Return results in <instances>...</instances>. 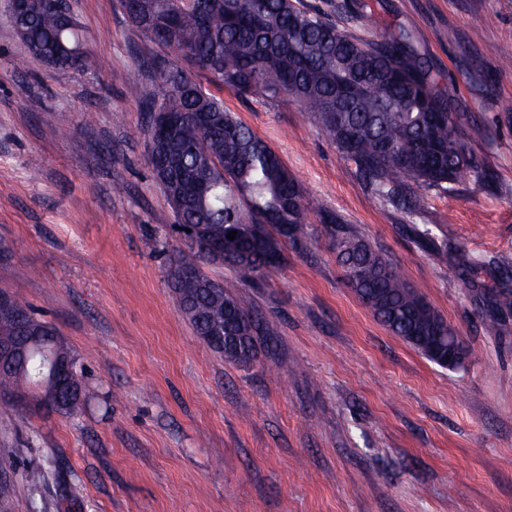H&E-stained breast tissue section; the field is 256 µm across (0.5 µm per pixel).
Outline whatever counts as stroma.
<instances>
[{
	"instance_id": "35a3bbf8",
	"label": "stroma",
	"mask_w": 512,
	"mask_h": 512,
	"mask_svg": "<svg viewBox=\"0 0 512 512\" xmlns=\"http://www.w3.org/2000/svg\"><path fill=\"white\" fill-rule=\"evenodd\" d=\"M375 41L412 31L490 178L428 190L415 216L378 199L290 97L192 77L369 242L470 351L448 370L392 335L343 278L319 213L306 245L250 284L264 324L244 367L194 333L167 282L185 240L152 178L143 60L173 59L119 0H71L93 67L49 69L0 0V290L52 324L82 369L74 415L0 395V512H512V315L485 327L469 280L512 269V0H304ZM322 210V211H323ZM447 246L424 247L420 230ZM483 265L461 270L458 254ZM42 470L44 482L26 474Z\"/></svg>"
}]
</instances>
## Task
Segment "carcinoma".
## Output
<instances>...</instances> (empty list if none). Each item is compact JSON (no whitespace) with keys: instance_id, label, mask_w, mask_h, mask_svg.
Segmentation results:
<instances>
[{"instance_id":"cac0c4a2","label":"carcinoma","mask_w":512,"mask_h":512,"mask_svg":"<svg viewBox=\"0 0 512 512\" xmlns=\"http://www.w3.org/2000/svg\"><path fill=\"white\" fill-rule=\"evenodd\" d=\"M131 21L154 40L178 48L176 56L244 95L273 99L293 91L378 197L418 214L424 191L447 190L474 177L487 180L463 139L451 94L437 91L411 36L399 28L380 42L341 31L301 0H120ZM172 8L178 26L161 30ZM35 58L57 68L92 64L80 29H67L60 14L32 15L20 36ZM152 89H134L149 119L157 112L180 118L175 135L148 149L154 181L179 223L190 229L186 248L168 260L167 280L196 335L230 362L256 359L260 320L243 296L224 289L202 270V261L229 264L245 284L283 260V247L310 236L309 198L278 153L248 126L224 110L182 67L154 62ZM336 246L346 284L393 335L431 362L446 367L444 338L455 329L441 318L379 251L321 215ZM236 232L230 240L227 234ZM487 327L512 313V289L490 292ZM38 336L65 356L70 353L55 328L34 318L12 297L0 304V341L22 343ZM23 354L0 359V389H35L38 405L73 415L80 395L66 397L48 380L42 351L22 364Z\"/></svg>"}]
</instances>
